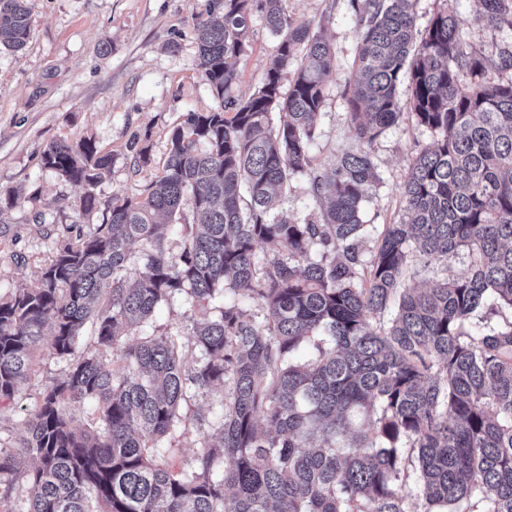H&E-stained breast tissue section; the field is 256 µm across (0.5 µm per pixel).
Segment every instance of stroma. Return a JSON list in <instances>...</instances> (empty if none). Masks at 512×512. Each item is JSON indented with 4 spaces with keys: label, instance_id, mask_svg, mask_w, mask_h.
I'll return each instance as SVG.
<instances>
[{
    "label": "stroma",
    "instance_id": "stroma-1",
    "mask_svg": "<svg viewBox=\"0 0 512 512\" xmlns=\"http://www.w3.org/2000/svg\"><path fill=\"white\" fill-rule=\"evenodd\" d=\"M208 0H26L31 36L19 51L0 49V296L39 287L44 268L73 229L102 223L114 197H136L163 173L170 134L186 112L218 107L197 68L194 23ZM289 15L322 35L335 65L317 127L314 162L324 168L356 149L343 89L357 54L359 35L349 0H287ZM462 21L465 48L495 70L502 50H512V27L469 19L470 0H416L418 26L441 10ZM279 39L264 16L252 11L247 53L236 65L229 94L246 98L257 90ZM148 135L151 163L138 168L134 137ZM91 139L112 156L98 184L100 204L78 211L80 187L41 164L55 142ZM433 134L404 117L370 143L378 180L362 207L371 235L403 217L402 189L412 159ZM199 310L177 295L161 304L142 326L145 334L180 335L187 366L200 359L188 323ZM65 362L39 352L31 373L11 403L0 405V445L12 447L45 389L62 381ZM224 393L196 395L183 421L164 444L175 467L194 465L201 436H217L210 419L220 413Z\"/></svg>",
    "mask_w": 512,
    "mask_h": 512
}]
</instances>
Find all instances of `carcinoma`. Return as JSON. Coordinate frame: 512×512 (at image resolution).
Returning a JSON list of instances; mask_svg holds the SVG:
<instances>
[{
	"mask_svg": "<svg viewBox=\"0 0 512 512\" xmlns=\"http://www.w3.org/2000/svg\"><path fill=\"white\" fill-rule=\"evenodd\" d=\"M255 1L278 50L239 100L228 91ZM285 2L209 0L197 66L221 107L188 112L142 197L114 198L105 222L59 245L38 288L0 298V402L37 352L71 359L24 424L27 512H410L412 475L424 512H512V77L489 74L446 11L419 31L416 0H350L354 137L369 144L400 119L405 81L412 119L436 135L409 167V221L384 225L368 253L376 165L363 149L314 165L334 56ZM472 20L512 27V0H472ZM30 35L25 0H0V47ZM41 163L82 188L80 212L96 209L112 156L94 140L53 143ZM299 177L317 218L272 212ZM460 253L457 275L407 284L410 263ZM176 294L202 311L190 370L178 336L138 334ZM88 323L94 344L77 356ZM213 388L220 441L201 438L197 467L176 469L162 442ZM81 406L94 425H75Z\"/></svg>",
	"mask_w": 512,
	"mask_h": 512,
	"instance_id": "1",
	"label": "carcinoma"
}]
</instances>
